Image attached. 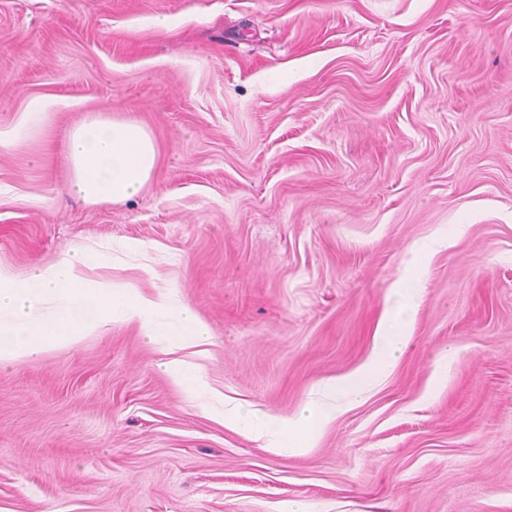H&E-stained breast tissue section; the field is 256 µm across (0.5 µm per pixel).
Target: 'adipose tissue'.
<instances>
[{
    "label": "adipose tissue",
    "mask_w": 512,
    "mask_h": 512,
    "mask_svg": "<svg viewBox=\"0 0 512 512\" xmlns=\"http://www.w3.org/2000/svg\"><path fill=\"white\" fill-rule=\"evenodd\" d=\"M63 99L35 96L8 127L0 128V145L18 138H39L45 124L68 110ZM71 195L90 204L122 203L136 198L155 178L161 166L158 143L141 121L103 108L86 112L63 143ZM88 257L81 249L56 261L34 267L18 277L0 269V366L20 357L39 355L50 344H71L86 331L112 323L137 325L160 352L170 340L180 347L202 344L207 326L175 290L127 296L117 288L90 282L85 276ZM405 320L388 317L376 338L370 362L346 377L341 391L362 395L390 372L403 350ZM323 416L304 407L291 418L258 416V435L275 436L282 451L307 447Z\"/></svg>",
    "instance_id": "1"
}]
</instances>
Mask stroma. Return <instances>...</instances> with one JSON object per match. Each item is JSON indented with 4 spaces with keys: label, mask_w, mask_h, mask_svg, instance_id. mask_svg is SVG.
<instances>
[{
    "label": "stroma",
    "mask_w": 512,
    "mask_h": 512,
    "mask_svg": "<svg viewBox=\"0 0 512 512\" xmlns=\"http://www.w3.org/2000/svg\"><path fill=\"white\" fill-rule=\"evenodd\" d=\"M36 95L134 112L162 165L90 206L62 127L0 146V265L177 290L209 390L134 324L0 366V512H512V0H0V126ZM419 250L392 372L325 392ZM228 403L326 421L282 453Z\"/></svg>",
    "instance_id": "stroma-1"
}]
</instances>
